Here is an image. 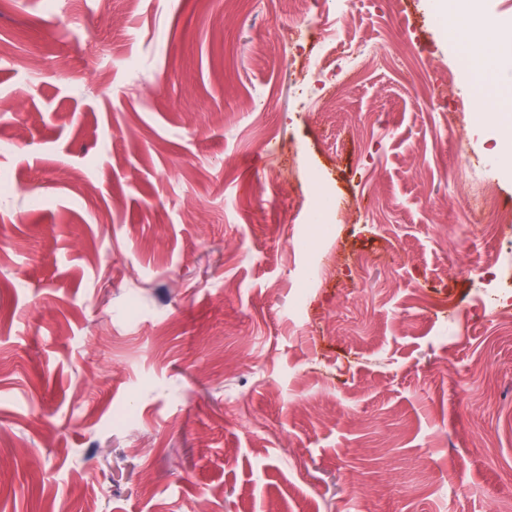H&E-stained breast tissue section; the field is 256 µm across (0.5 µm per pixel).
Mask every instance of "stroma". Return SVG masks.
<instances>
[{"label": "stroma", "mask_w": 512, "mask_h": 512, "mask_svg": "<svg viewBox=\"0 0 512 512\" xmlns=\"http://www.w3.org/2000/svg\"><path fill=\"white\" fill-rule=\"evenodd\" d=\"M313 2L0 0V512H512V318L468 274L500 116L430 0ZM322 47L326 112L284 62Z\"/></svg>", "instance_id": "35a3bbf8"}]
</instances>
